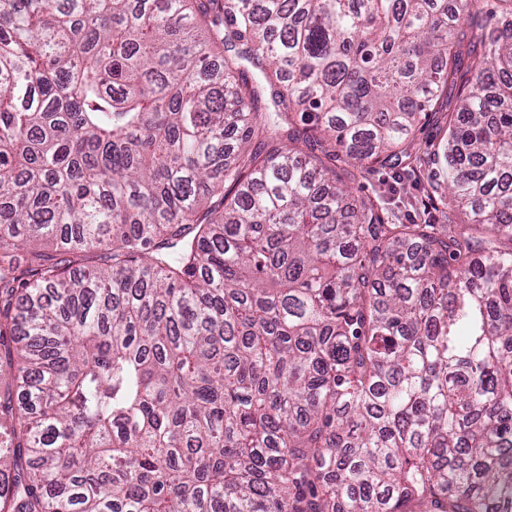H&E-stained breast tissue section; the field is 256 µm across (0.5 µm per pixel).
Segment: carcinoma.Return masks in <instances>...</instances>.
I'll list each match as a JSON object with an SVG mask.
<instances>
[{"label": "carcinoma", "mask_w": 512, "mask_h": 512, "mask_svg": "<svg viewBox=\"0 0 512 512\" xmlns=\"http://www.w3.org/2000/svg\"><path fill=\"white\" fill-rule=\"evenodd\" d=\"M3 370L0 512H512V0H0ZM455 106V93L448 87V94H442L440 99L430 107L428 115L422 120L418 139L421 143V162L413 173L401 168H380L376 172L359 173L351 185L356 195L369 197L372 200H381L384 206L400 215L401 222L409 223L412 220L423 221L427 212L420 209L415 211L411 203L421 204L427 201L434 182V165L431 151L441 136V114L451 112ZM436 112V114H435Z\"/></svg>", "instance_id": "obj_1"}]
</instances>
